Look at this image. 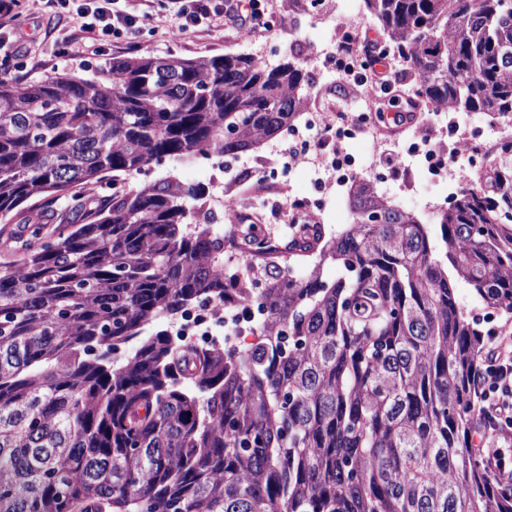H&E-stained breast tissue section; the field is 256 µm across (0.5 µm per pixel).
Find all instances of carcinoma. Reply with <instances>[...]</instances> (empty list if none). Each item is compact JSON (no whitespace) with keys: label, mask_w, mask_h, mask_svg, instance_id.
<instances>
[{"label":"carcinoma","mask_w":512,"mask_h":512,"mask_svg":"<svg viewBox=\"0 0 512 512\" xmlns=\"http://www.w3.org/2000/svg\"><path fill=\"white\" fill-rule=\"evenodd\" d=\"M412 94L512 119V0H363ZM294 62L123 56L90 78L0 76V512H512L471 445L486 343L456 292L512 317V141L434 225L350 186L352 224L285 249L211 236L169 174L257 149L307 109ZM59 224L47 231L50 222ZM228 247L251 274L213 266ZM336 266V278L322 270ZM233 298L237 352L160 319Z\"/></svg>","instance_id":"cac0c4a2"}]
</instances>
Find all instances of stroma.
Here are the masks:
<instances>
[{
	"mask_svg": "<svg viewBox=\"0 0 512 512\" xmlns=\"http://www.w3.org/2000/svg\"><path fill=\"white\" fill-rule=\"evenodd\" d=\"M278 22L275 33L268 37L246 34L245 30L225 24L216 17L210 23L183 35H170L171 21L167 0H154V18L133 38H116L100 52H90L84 43H77L72 59L64 61L53 53L54 39L50 28H65V20H52L45 0H19L15 26L23 35L18 50L17 64L9 65L10 76L28 81L39 80L56 74L83 78L90 74L107 72L113 57L147 55L154 57H179L197 59L235 51L250 55L269 66L286 57H293L307 75L305 86L309 104L321 105L327 111H371L374 101L345 84L336 71L327 66L324 50L331 48L332 24L323 18L325 8H332L334 16L350 15L363 10V0H268ZM460 132L484 135L491 130L488 116L479 112L459 113L455 117ZM447 113L435 112L428 106L418 108V117L412 127L387 129L374 126L370 134L349 140L348 153L363 160L375 156V143L390 144L401 149L404 139L413 130H423L429 138L453 146L454 141L446 129ZM287 144L284 135L265 142L261 147L230 157L223 170L208 166L178 171L182 181L211 188L218 183H233L244 190L248 206L244 218L259 225L262 232L273 239L287 241L290 234L288 208L273 172L287 171L295 193L318 192L322 199L321 222L326 232L333 233L351 221V205L346 188L331 185L329 173L318 170L310 163H298L285 168L282 159ZM363 179L374 183L377 191L397 208L417 214L423 222H430L434 212L448 206L450 199L446 188L429 182L426 172L416 164L402 168L398 177H390L386 170L374 167L362 171ZM264 181L265 190H256L257 181Z\"/></svg>",
	"mask_w": 512,
	"mask_h": 512,
	"instance_id": "stroma-1",
	"label": "stroma"
}]
</instances>
